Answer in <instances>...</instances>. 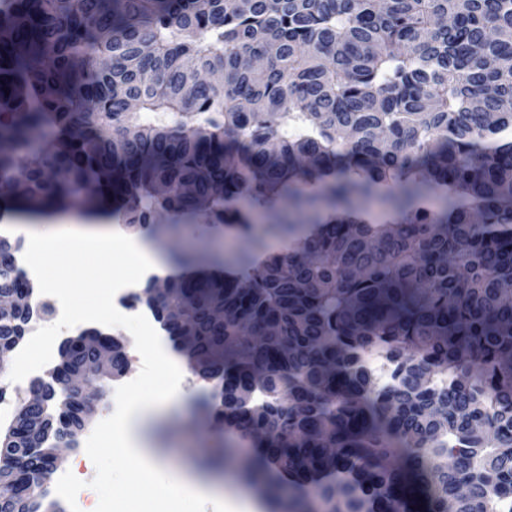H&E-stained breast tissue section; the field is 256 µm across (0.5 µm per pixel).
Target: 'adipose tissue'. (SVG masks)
I'll list each match as a JSON object with an SVG mask.
<instances>
[{"label":"adipose tissue","instance_id":"obj_1","mask_svg":"<svg viewBox=\"0 0 512 512\" xmlns=\"http://www.w3.org/2000/svg\"><path fill=\"white\" fill-rule=\"evenodd\" d=\"M27 245L32 261H40L46 251L66 255L69 251L90 245L99 249L113 251L124 256L132 267V280L140 281L151 276H163L166 265L161 258L142 241L114 229L98 234L93 232L39 233L28 236ZM146 399L132 403L125 419L120 425L124 443L121 453L135 468L140 470H162L165 462L161 457L150 453L138 425L147 411ZM180 490L189 497L212 501L218 512H263L258 499L241 491L233 495L221 493L219 488L209 481L196 477L180 482Z\"/></svg>","mask_w":512,"mask_h":512}]
</instances>
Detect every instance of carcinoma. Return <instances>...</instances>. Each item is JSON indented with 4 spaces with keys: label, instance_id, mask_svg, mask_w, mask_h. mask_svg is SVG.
I'll return each mask as SVG.
<instances>
[{
    "label": "carcinoma",
    "instance_id": "carcinoma-1",
    "mask_svg": "<svg viewBox=\"0 0 512 512\" xmlns=\"http://www.w3.org/2000/svg\"><path fill=\"white\" fill-rule=\"evenodd\" d=\"M0 207L109 205L162 239L288 198L277 252L168 278L167 334L287 512H500L512 496V0H0ZM296 224H311L296 236ZM0 235V294L22 279ZM22 313L0 312V341ZM279 334L257 343L247 327ZM109 369L126 362L107 337ZM389 368L379 381L368 365ZM69 346L0 436V509L46 500L81 425Z\"/></svg>",
    "mask_w": 512,
    "mask_h": 512
}]
</instances>
